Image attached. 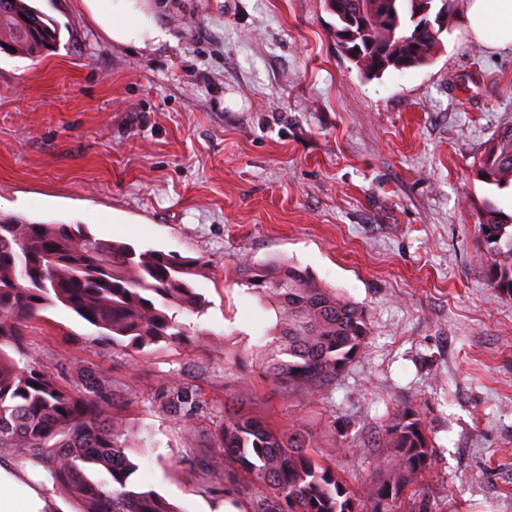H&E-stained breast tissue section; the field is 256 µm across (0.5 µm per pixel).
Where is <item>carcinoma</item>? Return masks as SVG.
Instances as JSON below:
<instances>
[{"mask_svg": "<svg viewBox=\"0 0 512 512\" xmlns=\"http://www.w3.org/2000/svg\"><path fill=\"white\" fill-rule=\"evenodd\" d=\"M333 0L334 35L351 30L349 59L376 78L397 65L421 67L439 53L442 25L452 0H428L433 32H420L414 0ZM0 38L34 57L59 41L57 23L27 0H0ZM479 175L499 188L512 187V125L502 129L478 160ZM493 262L488 282L512 299V213L488 207L478 225ZM498 239H492V236ZM200 264L155 250L97 238L81 224H41L0 217V450L19 463L42 467L57 492L80 512H177L153 491L136 489L138 468L129 455L134 435L115 411L120 383L81 369L82 389L57 382L34 361L24 363L29 324L40 312L63 306L96 327L102 339L135 352L189 336L179 315L200 314L205 300L190 277ZM247 285L276 312L272 341L260 351L264 374L308 399L329 398L336 380L360 355L368 337L367 313L287 264L246 262ZM171 412L190 418L206 407L198 392L170 389ZM316 447L298 419L288 431L224 406V421L200 454L202 482L223 487L230 472L248 475L246 487L224 491L242 512H398L431 465L433 445L424 421L410 407L392 412L382 447L383 478L359 496L347 480L313 458ZM94 468L107 478L91 480Z\"/></svg>", "mask_w": 512, "mask_h": 512, "instance_id": "carcinoma-1", "label": "carcinoma"}]
</instances>
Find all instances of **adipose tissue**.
Here are the masks:
<instances>
[{
  "mask_svg": "<svg viewBox=\"0 0 512 512\" xmlns=\"http://www.w3.org/2000/svg\"><path fill=\"white\" fill-rule=\"evenodd\" d=\"M84 13L118 45L151 50L168 40L149 0H80ZM473 39L492 51L512 50V0H464ZM52 482L28 465L0 459V512H55Z\"/></svg>",
  "mask_w": 512,
  "mask_h": 512,
  "instance_id": "ef3b65f1",
  "label": "adipose tissue"
}]
</instances>
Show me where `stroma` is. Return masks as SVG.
<instances>
[{"instance_id":"stroma-1","label":"stroma","mask_w":512,"mask_h":512,"mask_svg":"<svg viewBox=\"0 0 512 512\" xmlns=\"http://www.w3.org/2000/svg\"><path fill=\"white\" fill-rule=\"evenodd\" d=\"M31 4L60 39L39 59L0 52V214L203 265L187 339L136 353L62 306L28 329L65 388L79 364L122 382L133 484L180 512L223 505L194 459L232 400L282 430L304 418L313 455L360 490L409 405L434 445L429 512H512V299L488 287L478 233L486 202L512 213V191L474 167L512 125V51L458 17L432 63L374 78L337 46L326 0H153L172 40L149 52L113 44L77 0ZM246 261L297 265L367 311L328 401L262 374L275 313ZM175 383L207 411L170 413Z\"/></svg>"}]
</instances>
